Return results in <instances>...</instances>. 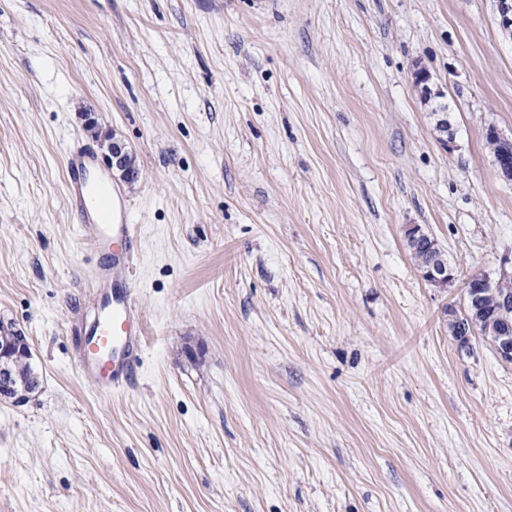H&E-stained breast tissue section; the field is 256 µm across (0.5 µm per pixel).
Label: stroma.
<instances>
[{"label":"stroma","instance_id":"1","mask_svg":"<svg viewBox=\"0 0 512 512\" xmlns=\"http://www.w3.org/2000/svg\"><path fill=\"white\" fill-rule=\"evenodd\" d=\"M89 113L139 170L144 348L112 396L68 326L99 263L65 188ZM491 126L496 0H0V320L40 377L0 400V512H512V363L448 328L512 255ZM429 257L425 265L421 268L422 277L441 288H447L455 281L454 270L448 266L442 257V251L436 242H432ZM512 256L505 257L501 260L499 267L493 276L489 274H475L471 276L466 284V301L468 306L473 310H479L481 307V298L485 288H492L495 283H502L499 288L507 289L512 294ZM507 281V282H505Z\"/></svg>","mask_w":512,"mask_h":512}]
</instances>
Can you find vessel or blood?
I'll return each instance as SVG.
<instances>
[{"mask_svg": "<svg viewBox=\"0 0 512 512\" xmlns=\"http://www.w3.org/2000/svg\"><path fill=\"white\" fill-rule=\"evenodd\" d=\"M96 159L89 152L66 158V190L82 227L91 229L92 243L103 257L94 274L96 290L88 298L93 320L73 316L70 332L76 338V357L83 373L95 379L100 394L128 387L143 346V315L126 271L140 243L121 192L103 179L91 178Z\"/></svg>", "mask_w": 512, "mask_h": 512, "instance_id": "1", "label": "vessel or blood"}]
</instances>
